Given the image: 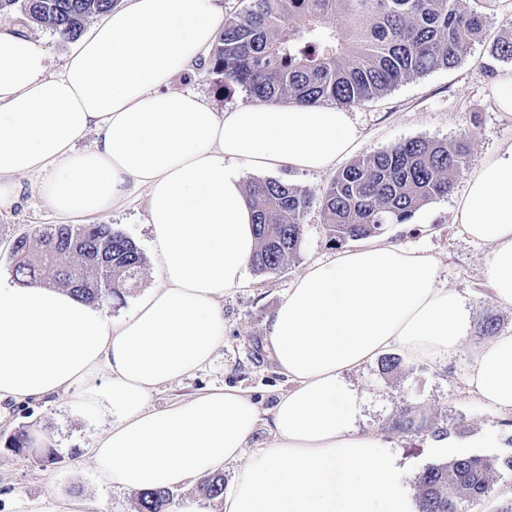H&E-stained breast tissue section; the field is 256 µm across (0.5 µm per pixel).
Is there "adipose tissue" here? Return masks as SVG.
<instances>
[{
	"label": "adipose tissue",
	"mask_w": 512,
	"mask_h": 512,
	"mask_svg": "<svg viewBox=\"0 0 512 512\" xmlns=\"http://www.w3.org/2000/svg\"><path fill=\"white\" fill-rule=\"evenodd\" d=\"M224 0H118L57 70L41 43L0 26V207L14 180L64 217L101 215L145 190L157 283L120 318L41 284L0 279V405L68 394L110 427L93 444L98 479L176 490L240 462L224 512H408L381 438L360 432L362 400L346 379L396 348L452 353L473 315L422 251L373 244L306 266L265 321L263 341L291 384L270 411L214 388L157 410L160 386L208 364L224 341L225 294L256 249L244 172L321 173L361 132L333 106L268 104L218 112L173 82L204 63L224 29ZM87 150L75 145L89 131ZM454 221L493 248L484 277L512 305V148L467 178ZM512 412V333L481 346L466 379ZM269 437L244 450L259 428Z\"/></svg>",
	"instance_id": "obj_1"
}]
</instances>
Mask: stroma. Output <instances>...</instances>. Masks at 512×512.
Masks as SVG:
<instances>
[{"label": "stroma", "instance_id": "obj_1", "mask_svg": "<svg viewBox=\"0 0 512 512\" xmlns=\"http://www.w3.org/2000/svg\"><path fill=\"white\" fill-rule=\"evenodd\" d=\"M462 7L483 16L481 37L456 67L409 78L381 98L352 106L351 116L362 133L355 158L411 138L461 140L467 146V166L472 169L486 156L512 146V121L500 117L493 94L497 74L512 69V60L492 53L496 40L512 33V10L504 0H462ZM173 87L199 94L218 112L252 102L241 86L208 65L193 68ZM19 182L23 190L18 203L0 209V277L8 280L13 277L12 240L40 225L61 221L34 189L33 177H20ZM465 186V176H457L450 194L425 204L410 223L388 226L377 241L435 257L443 282L464 297L474 317L490 316L499 331L512 332V307L498 305L484 284L491 246L470 241L453 222L455 199ZM96 221L112 225L136 243L146 258L140 286L150 287L154 266L149 260L144 192H137L123 208L97 216ZM339 249L328 235L318 205H311L298 255L274 273L248 271L245 287L224 297V342L212 362L191 376L159 387L151 406L159 410L181 397L231 386L251 395L262 409H271L287 391L288 382L263 347L264 322L308 263L327 259ZM485 341L475 327L453 353L439 361L405 355L399 369L389 374L382 373L376 361L347 374L365 401L361 430L383 437L409 494H416L417 479L430 464L459 456L496 460L512 455V413L480 403L465 383ZM406 406L425 415L426 429L410 434L391 431V419ZM108 427L106 420L74 415L71 399L65 395L11 405L6 417L0 418V512H21L24 499L56 493L94 499L102 512H135L136 492L99 484L87 455L93 438ZM445 427L451 430L449 437L439 438L438 430ZM22 428L30 431L38 446L51 449V459L44 461L6 448L8 438Z\"/></svg>", "mask_w": 512, "mask_h": 512}]
</instances>
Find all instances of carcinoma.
<instances>
[{
  "instance_id": "1",
  "label": "carcinoma",
  "mask_w": 512,
  "mask_h": 512,
  "mask_svg": "<svg viewBox=\"0 0 512 512\" xmlns=\"http://www.w3.org/2000/svg\"><path fill=\"white\" fill-rule=\"evenodd\" d=\"M116 0H0L22 25H47L75 39L85 22L112 10ZM343 24L333 23L336 17ZM484 20L460 0H250L227 17L210 63L258 102L354 106L398 83L458 65L479 39ZM462 142L413 138L358 159L340 170L318 199L328 234L337 242L378 236L392 224H408L428 202L450 192L466 167ZM254 211L258 273L276 272L296 256L313 195L274 178L246 187ZM13 274L24 284L41 281L71 290L88 302L121 301L141 282L144 258L110 224H45L13 241ZM424 428L406 407L390 429ZM6 448L35 451L21 429ZM512 472V456L493 463L460 456L427 466L418 479V512H473L491 490L494 467ZM200 491L224 496V475L205 477ZM173 492H139L135 512H169Z\"/></svg>"
}]
</instances>
